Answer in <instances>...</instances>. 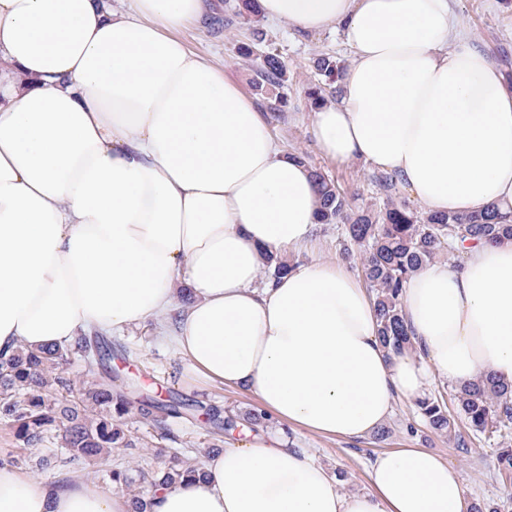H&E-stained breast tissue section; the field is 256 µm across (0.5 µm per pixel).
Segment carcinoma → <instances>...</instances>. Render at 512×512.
<instances>
[{
    "label": "carcinoma",
    "instance_id": "carcinoma-1",
    "mask_svg": "<svg viewBox=\"0 0 512 512\" xmlns=\"http://www.w3.org/2000/svg\"><path fill=\"white\" fill-rule=\"evenodd\" d=\"M245 15H259L258 0H236L228 5L224 26ZM265 37L253 29L252 43L241 53L252 61L251 85L255 94L280 109L287 106L281 89L288 81V69L279 54L263 50ZM343 64L336 57L322 54L314 61L320 81L307 91L312 102L326 100V88L336 84ZM318 186L321 224H341L358 253H347L360 261L365 282L374 294L378 339L389 353H414L417 346L407 329L402 294L408 279L419 269L441 259L449 260L466 245L480 242H512V217L491 207L470 214H425L393 198L396 179H376L383 202L352 208L348 194L324 171L310 166ZM265 272L271 278L290 269L287 262L265 257ZM76 357L84 363L81 379L67 375L64 365ZM112 345L106 336L91 331L65 346L34 351L19 349L0 362V418L7 420L23 449L39 448L47 434L57 432L60 447L67 456L44 455L39 464L74 461L96 462L111 455L114 448H135L139 437L128 428L132 409L163 423V405L141 392L134 382L117 384L108 371ZM456 414L448 412L443 401L426 397L418 401L421 415L435 431L456 435L455 416L464 418L472 432L495 440L498 474L512 479V384L495 373L455 387ZM195 463L176 458L161 471L111 469L103 478L115 485H138L132 497L133 512H146L148 497L183 474L194 471Z\"/></svg>",
    "mask_w": 512,
    "mask_h": 512
}]
</instances>
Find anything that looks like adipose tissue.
I'll return each instance as SVG.
<instances>
[{"mask_svg": "<svg viewBox=\"0 0 512 512\" xmlns=\"http://www.w3.org/2000/svg\"><path fill=\"white\" fill-rule=\"evenodd\" d=\"M453 0H260L264 17L340 31L338 100L314 106L323 156L391 173L423 212L512 209V89ZM208 0H0V357L176 314L207 381L245 387L280 423L359 438L432 376L512 382V243L463 249L406 283L420 356H391L372 294L342 261L259 283L265 255L309 246L310 169L222 66L180 39ZM342 490L260 433L162 487L150 512H469L423 448L378 454ZM0 512H130L89 480L0 467Z\"/></svg>", "mask_w": 512, "mask_h": 512, "instance_id": "obj_1", "label": "adipose tissue"}]
</instances>
